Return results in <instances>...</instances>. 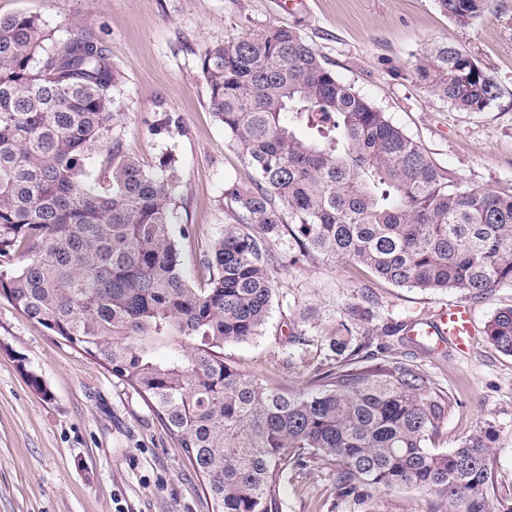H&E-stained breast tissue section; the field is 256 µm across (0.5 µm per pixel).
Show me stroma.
<instances>
[{"instance_id":"35a3bbf8","label":"stroma","mask_w":512,"mask_h":512,"mask_svg":"<svg viewBox=\"0 0 512 512\" xmlns=\"http://www.w3.org/2000/svg\"><path fill=\"white\" fill-rule=\"evenodd\" d=\"M42 18L52 43L77 33L99 41L117 77V132L149 167L166 152L179 159L177 222L194 228L182 241L185 269L199 261L227 219L224 185L250 184L252 169L224 146L212 117L200 59L211 46L266 28L295 30L337 78L350 84L423 148L431 160L475 187L512 189V0L468 28L434 0H0V14ZM465 48L501 93L483 111L463 112L427 94L413 64L425 43ZM180 133L156 128L165 116ZM280 260L271 269L276 298L262 336L230 344L224 356L271 387L301 390L316 369L335 366L331 341L340 323L351 347L378 358L421 365L453 402L434 447H460L478 427L496 430L490 493L512 512V356L490 344L485 327L512 306V285L476 303L458 289L396 287L363 268L320 257ZM371 296L362 304V296ZM468 304L475 330L465 354L432 352L387 326L432 318L448 304ZM362 304L361 315L347 310ZM304 334L306 347L291 344ZM305 360H297L298 352ZM40 376L38 393L26 374ZM340 468L317 458L292 471L281 512H443L436 497L412 489L373 494L361 503L338 494ZM0 512H212L199 481L147 402L60 337L0 298Z\"/></svg>"}]
</instances>
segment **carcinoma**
<instances>
[{
    "mask_svg": "<svg viewBox=\"0 0 512 512\" xmlns=\"http://www.w3.org/2000/svg\"><path fill=\"white\" fill-rule=\"evenodd\" d=\"M457 26L495 0H435ZM41 17L0 15V297L103 364L151 406L212 512H280L288 473L324 456L340 493L411 488L455 512L490 498L496 433L460 447L432 438L452 401L419 365L347 353L302 391H281L224 359L263 334L276 289L272 243L296 258H348L398 287L512 284V191L450 178L385 113L342 82L295 31L273 27L205 51L201 71L224 147L254 172L224 185L228 222L190 279L174 230L176 156L146 167L114 132L116 75L77 34L49 45ZM427 93L480 112L498 86L463 47L427 45ZM487 337L512 355V307Z\"/></svg>",
    "mask_w": 512,
    "mask_h": 512,
    "instance_id": "cac0c4a2",
    "label": "carcinoma"
}]
</instances>
